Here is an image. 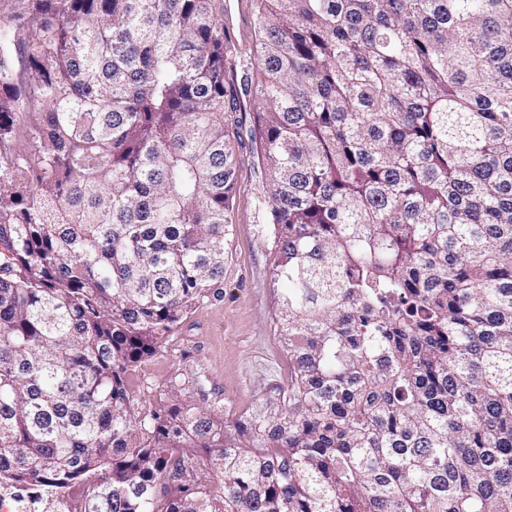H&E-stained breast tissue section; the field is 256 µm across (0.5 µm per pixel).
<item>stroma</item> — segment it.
<instances>
[{
	"instance_id": "stroma-1",
	"label": "stroma",
	"mask_w": 512,
	"mask_h": 512,
	"mask_svg": "<svg viewBox=\"0 0 512 512\" xmlns=\"http://www.w3.org/2000/svg\"><path fill=\"white\" fill-rule=\"evenodd\" d=\"M239 48L255 55L253 30L239 35ZM238 63L227 83L238 106L232 113L237 191L224 241V283L197 305L160 354L128 376L135 402L149 404L171 383L205 409L221 408L234 420L262 408L288 377V362L275 325L282 283L274 277V249L267 224L264 170L256 157L254 113L242 93L250 73Z\"/></svg>"
}]
</instances>
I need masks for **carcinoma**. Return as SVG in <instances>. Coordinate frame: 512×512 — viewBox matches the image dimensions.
<instances>
[{
	"mask_svg": "<svg viewBox=\"0 0 512 512\" xmlns=\"http://www.w3.org/2000/svg\"><path fill=\"white\" fill-rule=\"evenodd\" d=\"M224 0H0L12 512H512V0H259L288 383L126 374L224 280Z\"/></svg>",
	"mask_w": 512,
	"mask_h": 512,
	"instance_id": "obj_1",
	"label": "carcinoma"
}]
</instances>
